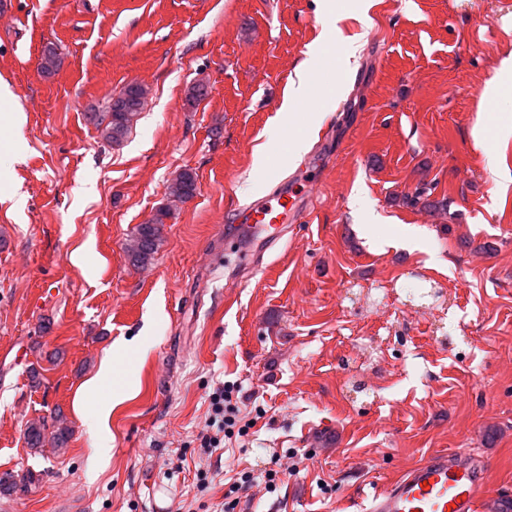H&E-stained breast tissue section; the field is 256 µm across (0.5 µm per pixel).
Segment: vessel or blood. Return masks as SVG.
Returning <instances> with one entry per match:
<instances>
[{
	"mask_svg": "<svg viewBox=\"0 0 512 512\" xmlns=\"http://www.w3.org/2000/svg\"><path fill=\"white\" fill-rule=\"evenodd\" d=\"M243 212L246 222L240 227L238 242L248 250L261 238L277 239L284 224L300 222L308 213V204L280 184ZM487 474L486 465L474 453L433 454L375 493L365 512H480Z\"/></svg>",
	"mask_w": 512,
	"mask_h": 512,
	"instance_id": "1",
	"label": "vessel or blood"
}]
</instances>
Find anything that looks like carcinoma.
Masks as SVG:
<instances>
[{
    "mask_svg": "<svg viewBox=\"0 0 512 512\" xmlns=\"http://www.w3.org/2000/svg\"><path fill=\"white\" fill-rule=\"evenodd\" d=\"M60 64L58 49L52 44L46 46L41 57L43 73L46 75L54 73ZM147 95L148 91L143 85L129 84L103 110L95 109L87 113V119L95 126L105 142L118 146L137 121ZM167 190L168 195L179 202L191 199L197 191L195 173L190 169L181 170L179 176L170 181ZM168 217H170V210L162 208L146 223L137 226L136 232L126 246L131 266L139 269L151 263L162 245V228L164 220ZM55 421L54 430L49 434L46 433L45 423L29 424L25 433L29 447L40 448L48 438L56 447H66L70 438L69 428L64 426L62 415H57Z\"/></svg>",
    "mask_w": 512,
    "mask_h": 512,
    "instance_id": "obj_1",
    "label": "carcinoma"
}]
</instances>
